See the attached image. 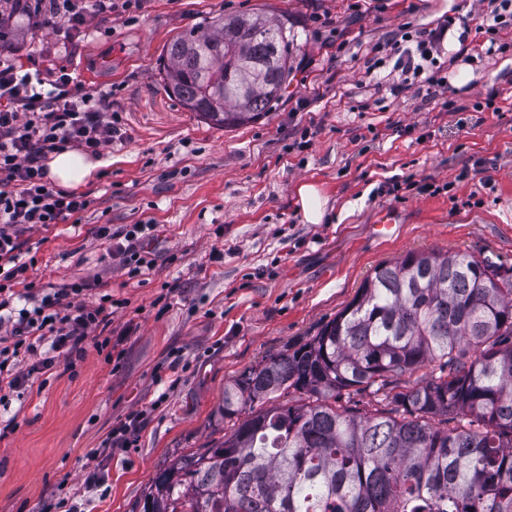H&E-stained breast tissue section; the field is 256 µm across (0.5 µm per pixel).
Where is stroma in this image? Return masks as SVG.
I'll return each mask as SVG.
<instances>
[{
  "label": "stroma",
  "mask_w": 512,
  "mask_h": 512,
  "mask_svg": "<svg viewBox=\"0 0 512 512\" xmlns=\"http://www.w3.org/2000/svg\"><path fill=\"white\" fill-rule=\"evenodd\" d=\"M288 15L301 34V71L256 122L211 126L161 80L172 36L219 14ZM478 0H141L138 9L64 25L13 21L16 63L66 67L77 86L109 94L122 139L105 147L80 224L25 236L40 284L99 281L112 296L104 330L118 360L87 347L58 359L43 388L0 402V512H134L175 458L222 442L224 388L298 348L349 304L377 266L442 250L512 267V26L504 51L482 41ZM454 18L442 50L455 110L399 74L369 72L405 28ZM387 111H378L377 101ZM320 186L331 210L305 223L295 186ZM352 203L353 212L337 210ZM395 223L377 231L383 214ZM156 225L152 270L129 278L99 226ZM145 421L128 447L102 441L133 411Z\"/></svg>",
  "instance_id": "stroma-1"
}]
</instances>
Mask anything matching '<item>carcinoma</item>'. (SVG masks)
I'll return each mask as SVG.
<instances>
[{"label": "carcinoma", "mask_w": 512, "mask_h": 512, "mask_svg": "<svg viewBox=\"0 0 512 512\" xmlns=\"http://www.w3.org/2000/svg\"><path fill=\"white\" fill-rule=\"evenodd\" d=\"M298 50L286 15H219L163 47V86L213 126L248 124ZM351 393L386 407H336ZM223 414L232 433L170 463L141 512H512V267L435 250L377 267L225 387Z\"/></svg>", "instance_id": "cac0c4a2"}]
</instances>
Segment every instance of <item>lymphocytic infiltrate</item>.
Wrapping results in <instances>:
<instances>
[{"label": "lymphocytic infiltrate", "instance_id": "1", "mask_svg": "<svg viewBox=\"0 0 512 512\" xmlns=\"http://www.w3.org/2000/svg\"><path fill=\"white\" fill-rule=\"evenodd\" d=\"M138 0H26L25 9L35 16V26L63 19L81 30L92 18L125 12ZM447 25L407 36L396 45L394 70L412 77L414 84L447 88L435 55ZM66 69H48L46 77L32 79L13 59L0 57V327L5 342L0 345V392H15L28 385L32 374L51 368L56 356L82 354L91 333L109 326L104 305L83 302L93 283L72 282L47 288L30 280L29 262L21 258L22 237L36 226L47 227L86 211L90 201L48 180L47 160L64 149L96 156L121 138L117 118L107 94L75 90ZM111 243L113 257L138 275L148 261L143 253L147 227L126 226L119 232L98 229ZM34 357L29 370L19 368L18 353Z\"/></svg>", "mask_w": 512, "mask_h": 512}]
</instances>
